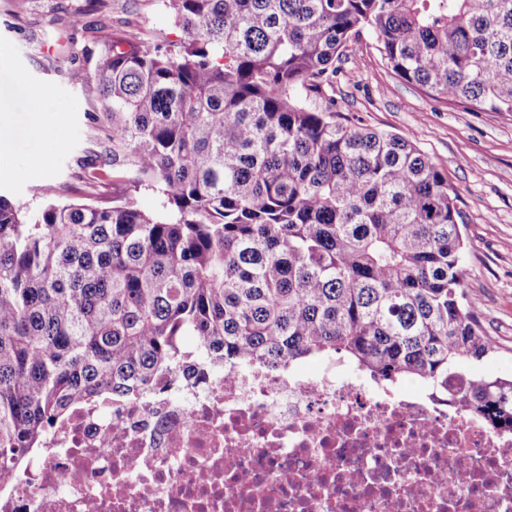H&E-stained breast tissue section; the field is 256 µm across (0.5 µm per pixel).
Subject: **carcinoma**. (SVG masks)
<instances>
[{
    "label": "carcinoma",
    "mask_w": 512,
    "mask_h": 512,
    "mask_svg": "<svg viewBox=\"0 0 512 512\" xmlns=\"http://www.w3.org/2000/svg\"><path fill=\"white\" fill-rule=\"evenodd\" d=\"M181 31H100L89 184L112 205L0 194V476L84 400L132 397L192 336L211 367L338 355L512 430V378L465 291L445 175L405 135L312 100L364 28L404 83L512 112V0H161ZM152 189L160 209L134 193Z\"/></svg>",
    "instance_id": "1"
}]
</instances>
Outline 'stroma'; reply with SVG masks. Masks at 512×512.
<instances>
[{"mask_svg":"<svg viewBox=\"0 0 512 512\" xmlns=\"http://www.w3.org/2000/svg\"><path fill=\"white\" fill-rule=\"evenodd\" d=\"M107 27L133 42L158 30L179 34L159 0H0V45L10 49L0 89L9 93L20 155L43 159L36 173L0 181V194L27 210L49 200L108 204L121 192L111 182L91 186L79 177L81 163L89 159L85 115L101 109L82 88L95 72L102 52L98 36ZM339 67L334 88L316 99V107L332 98L337 111L408 136L447 177L466 237L464 286L476 302L482 330L497 345L472 369L512 376V112H472L403 83L368 29L350 42ZM45 91L61 115L58 143L24 133L33 100Z\"/></svg>","mask_w":512,"mask_h":512,"instance_id":"obj_1","label":"stroma"}]
</instances>
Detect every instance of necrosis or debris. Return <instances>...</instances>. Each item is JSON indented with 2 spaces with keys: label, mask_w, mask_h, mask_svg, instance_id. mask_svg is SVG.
Listing matches in <instances>:
<instances>
[{
  "label": "necrosis or debris",
  "mask_w": 512,
  "mask_h": 512,
  "mask_svg": "<svg viewBox=\"0 0 512 512\" xmlns=\"http://www.w3.org/2000/svg\"><path fill=\"white\" fill-rule=\"evenodd\" d=\"M0 512H512V433L424 390L188 359L71 407Z\"/></svg>",
  "instance_id": "obj_1"
}]
</instances>
